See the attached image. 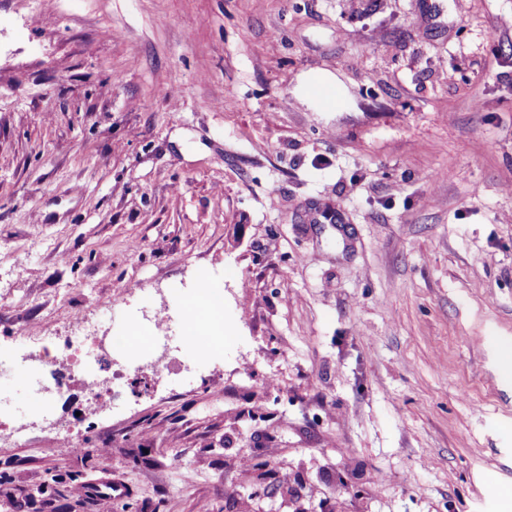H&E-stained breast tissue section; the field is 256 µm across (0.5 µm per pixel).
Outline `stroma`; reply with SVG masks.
I'll return each instance as SVG.
<instances>
[{
    "label": "stroma",
    "mask_w": 512,
    "mask_h": 512,
    "mask_svg": "<svg viewBox=\"0 0 512 512\" xmlns=\"http://www.w3.org/2000/svg\"><path fill=\"white\" fill-rule=\"evenodd\" d=\"M0 282V512H512V0H0ZM203 285L60 459L40 340ZM213 293L208 288H202L195 295L187 306L196 320V323L203 329L202 332L208 333L212 328L219 325L223 321L224 312L216 311L211 302L210 296Z\"/></svg>",
    "instance_id": "stroma-1"
}]
</instances>
